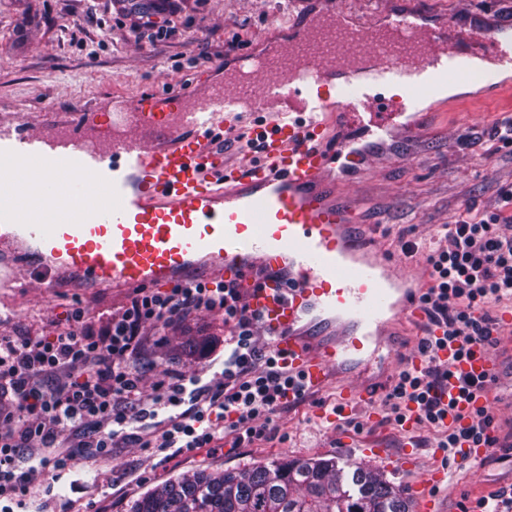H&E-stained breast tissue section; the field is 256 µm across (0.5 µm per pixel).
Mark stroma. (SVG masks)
<instances>
[{
    "mask_svg": "<svg viewBox=\"0 0 512 512\" xmlns=\"http://www.w3.org/2000/svg\"><path fill=\"white\" fill-rule=\"evenodd\" d=\"M289 0H0V117L23 113L30 121L54 111L77 112L88 103L108 124L111 101L146 91L188 85L197 70L236 62L240 53L266 48L303 21ZM171 29L169 39L151 42L153 29ZM512 117V86L482 97H447L430 103L420 131L404 153L381 156L366 175L341 181L337 191L363 199V218L383 224L381 250L402 259V242L427 244L443 224L469 207L493 210L503 187L512 186V146L495 134ZM129 289L94 286L67 275H51L27 264L0 287V336H46L66 324L74 309L94 327L103 326L125 305ZM142 395L150 397L156 370H177L209 381L213 370L201 350L228 334L224 314L202 309L164 328L146 325ZM491 354L493 395L499 421L512 422V337L499 336ZM336 390L315 392L305 403L274 415L263 440L253 446L225 442L219 448L168 452L149 457L135 442L122 456L100 463L82 458L61 472H49L21 458L31 489L14 512H127L150 486L201 468H242L283 456L323 457L339 467L364 460L406 489L412 500L435 498L437 512L474 508L481 491L512 482V461L465 465L445 462L433 429L395 425L383 395L370 411L335 412ZM444 471L442 485L430 484Z\"/></svg>",
    "mask_w": 512,
    "mask_h": 512,
    "instance_id": "35a3bbf8",
    "label": "stroma"
}]
</instances>
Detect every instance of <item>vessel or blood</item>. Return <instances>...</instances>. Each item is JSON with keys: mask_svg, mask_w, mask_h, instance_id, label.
Here are the masks:
<instances>
[{"mask_svg": "<svg viewBox=\"0 0 512 512\" xmlns=\"http://www.w3.org/2000/svg\"><path fill=\"white\" fill-rule=\"evenodd\" d=\"M512 64V24L449 18L438 27L396 12L356 24L314 14L274 50L224 77L123 98L108 127L96 107L37 124L0 118V282L37 257L56 272L152 288L191 269L211 278L263 271L245 301L291 371L335 384L349 415L368 403L397 356L392 320L423 316L414 258L391 263L362 224V203L336 180L395 151L420 101L448 83L496 90ZM232 131L260 150L224 161ZM463 373L492 379L482 343Z\"/></svg>", "mask_w": 512, "mask_h": 512, "instance_id": "1", "label": "vessel or blood"}]
</instances>
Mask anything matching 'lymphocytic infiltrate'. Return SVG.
<instances>
[{
  "instance_id": "obj_1",
  "label": "lymphocytic infiltrate",
  "mask_w": 512,
  "mask_h": 512,
  "mask_svg": "<svg viewBox=\"0 0 512 512\" xmlns=\"http://www.w3.org/2000/svg\"><path fill=\"white\" fill-rule=\"evenodd\" d=\"M511 209L512 188L502 191L497 211L441 226L447 244L428 249L431 283L420 297L429 332L418 351L426 366L400 371L388 394L397 423L415 412L438 428L437 448L450 455L466 444L512 447V425L498 426L483 399L484 379L455 370L470 344L498 346L501 327L491 312L512 301V234L497 227ZM242 298L239 282L191 279L165 290H134L122 312L99 329L77 309L50 335L0 336V502L27 493L30 474L18 464L25 453L58 471L82 454L115 458L131 440L152 456L216 448L227 439L237 445L262 440L275 414L306 402L310 393L274 346H257L256 316ZM201 309L222 311L229 328L227 352L213 345L205 351L217 371L205 383L161 371L151 399L143 400L142 372L130 365L149 344L143 325L160 327ZM450 341L457 349L441 359L438 351ZM452 383L458 395L444 399Z\"/></svg>"
}]
</instances>
